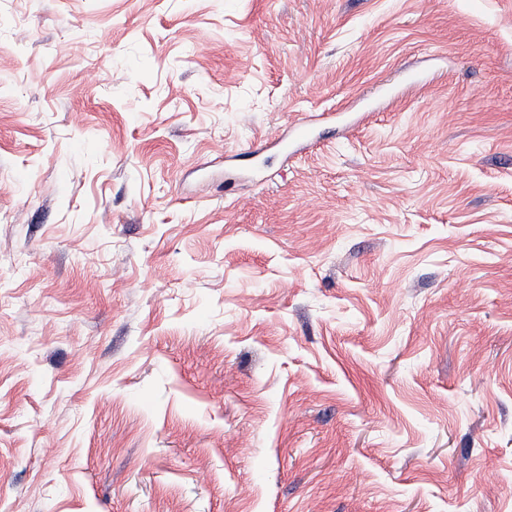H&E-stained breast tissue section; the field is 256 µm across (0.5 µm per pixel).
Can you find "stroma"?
I'll return each instance as SVG.
<instances>
[{"instance_id":"obj_1","label":"stroma","mask_w":512,"mask_h":512,"mask_svg":"<svg viewBox=\"0 0 512 512\" xmlns=\"http://www.w3.org/2000/svg\"><path fill=\"white\" fill-rule=\"evenodd\" d=\"M0 512H512V0H0Z\"/></svg>"}]
</instances>
